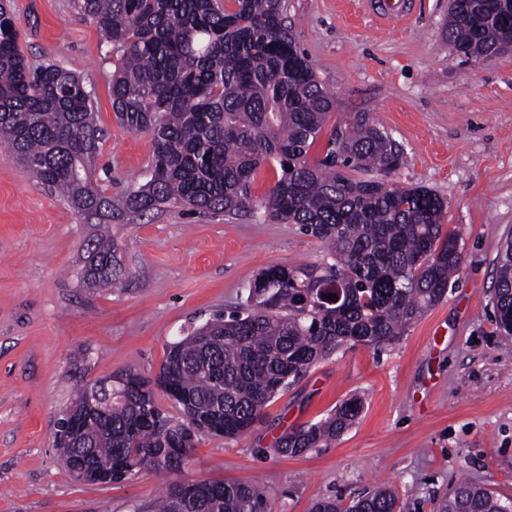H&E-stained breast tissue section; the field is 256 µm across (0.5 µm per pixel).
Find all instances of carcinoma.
<instances>
[{"mask_svg":"<svg viewBox=\"0 0 512 512\" xmlns=\"http://www.w3.org/2000/svg\"><path fill=\"white\" fill-rule=\"evenodd\" d=\"M71 7L112 45V110L126 128L150 134L148 178L119 198L101 193L86 173L102 136L94 89L72 69L30 64L10 5L0 0V144L12 159L100 223L171 203L228 217L259 209L301 225L334 259L262 271L244 307L214 313L168 346L157 384L182 394L179 417L164 412L134 373L122 395L101 394V410L85 416L86 391L76 390L69 412L83 417L80 434L55 435V447L68 470L79 460L103 482H119L144 468L178 471L201 433L247 432L277 393L340 346L400 340L445 297L463 257L458 235L444 229V201L427 187L392 182L404 152L368 113L334 125L324 157L309 160L335 99L297 50L285 0H71ZM507 29L512 0H449L452 54L488 53ZM271 162L281 176L257 201L254 176ZM87 251L88 283L112 284V240L96 238ZM337 281L346 301L304 304L310 290ZM494 309L500 335L512 338L511 240ZM360 411L358 399L345 400L326 419L284 433L274 451L320 448ZM159 512H267V502L246 484L203 482L181 496L169 485ZM312 512H398V498L376 486L348 504L318 501ZM436 512H512V498L462 480Z\"/></svg>","mask_w":512,"mask_h":512,"instance_id":"obj_1","label":"carcinoma"}]
</instances>
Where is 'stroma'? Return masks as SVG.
<instances>
[{
	"label": "stroma",
	"instance_id": "35a3bbf8",
	"mask_svg": "<svg viewBox=\"0 0 512 512\" xmlns=\"http://www.w3.org/2000/svg\"><path fill=\"white\" fill-rule=\"evenodd\" d=\"M286 4L298 48L335 97L332 122L369 113L404 149L396 186L423 185L444 200L463 249L459 275L399 342L342 346L279 392L249 432L199 436L180 471L86 484L54 448L75 387L129 371L156 377L169 343L244 304L259 272L329 257L300 225L261 213L170 204L88 223L0 146V512H156L178 481L254 486L270 512L348 502L381 481L401 512H435L464 477L512 498V341L493 316L498 261L512 238V54L453 55L442 34L448 0H413L387 20L375 0ZM10 6L30 63L75 68L95 90L100 190L115 196L143 183L151 137L114 116L115 57L103 33L70 0ZM100 234L112 238L121 274L93 290L83 283L86 243ZM353 396L362 411L336 441L275 453L284 432Z\"/></svg>",
	"mask_w": 512,
	"mask_h": 512
}]
</instances>
